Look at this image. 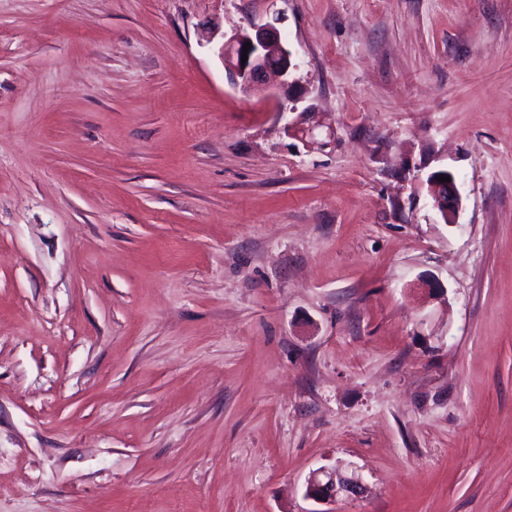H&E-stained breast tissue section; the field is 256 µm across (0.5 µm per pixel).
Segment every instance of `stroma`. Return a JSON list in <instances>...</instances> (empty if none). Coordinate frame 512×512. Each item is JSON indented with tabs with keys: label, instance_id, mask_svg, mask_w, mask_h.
I'll use <instances>...</instances> for the list:
<instances>
[{
	"label": "stroma",
	"instance_id": "1",
	"mask_svg": "<svg viewBox=\"0 0 512 512\" xmlns=\"http://www.w3.org/2000/svg\"><path fill=\"white\" fill-rule=\"evenodd\" d=\"M272 19L248 96L202 26ZM335 465L334 512H512V0H0V512ZM447 175L450 182H439L436 179L430 184L429 204L436 211L443 221L448 224L455 223L461 207V196L456 184L454 174L448 170L441 169L437 176Z\"/></svg>",
	"mask_w": 512,
	"mask_h": 512
}]
</instances>
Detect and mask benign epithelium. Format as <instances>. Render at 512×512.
I'll return each instance as SVG.
<instances>
[{
  "label": "benign epithelium",
  "instance_id": "7a95c632",
  "mask_svg": "<svg viewBox=\"0 0 512 512\" xmlns=\"http://www.w3.org/2000/svg\"><path fill=\"white\" fill-rule=\"evenodd\" d=\"M250 43L248 58L242 60L243 47ZM218 55L232 85L246 94L266 96L271 93L267 77L275 74L287 79L297 70L298 64L279 30L271 23H252L231 34H222ZM450 178L430 184L429 204L442 220L453 224L461 207V196L454 174L441 170ZM365 485L361 476L341 466L320 468L312 472L305 486V496L317 503H332L339 499L356 498L363 494Z\"/></svg>",
  "mask_w": 512,
  "mask_h": 512
}]
</instances>
